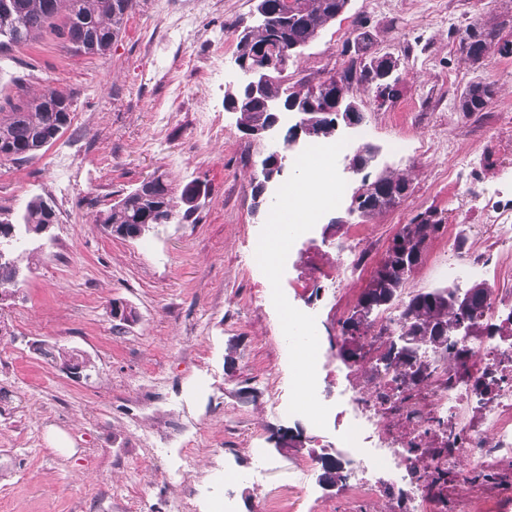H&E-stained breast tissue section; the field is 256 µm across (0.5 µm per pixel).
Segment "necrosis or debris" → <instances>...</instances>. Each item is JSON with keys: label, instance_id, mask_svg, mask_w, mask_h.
I'll list each match as a JSON object with an SVG mask.
<instances>
[{"label": "necrosis or debris", "instance_id": "1", "mask_svg": "<svg viewBox=\"0 0 512 512\" xmlns=\"http://www.w3.org/2000/svg\"><path fill=\"white\" fill-rule=\"evenodd\" d=\"M491 274L486 310L497 335L478 340L470 332L456 348L416 344L411 365L396 370L359 365L354 383L336 393L344 427L333 451L354 500H397L403 512H433L427 486L437 474L467 480L512 459V265L488 267L486 254L462 250L448 258V275ZM454 454L431 452L430 439Z\"/></svg>", "mask_w": 512, "mask_h": 512}]
</instances>
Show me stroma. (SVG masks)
Masks as SVG:
<instances>
[{
  "mask_svg": "<svg viewBox=\"0 0 512 512\" xmlns=\"http://www.w3.org/2000/svg\"><path fill=\"white\" fill-rule=\"evenodd\" d=\"M257 0H138L121 38L101 55L67 51L54 34L0 55V105L48 87L70 95L71 124L28 161H0V214L18 219L31 198L52 202V241L18 295L0 308V512H174L191 493L195 512H259L274 494L301 492L295 512H377L342 487H319L300 469L314 451L307 432L271 408L269 390L289 396V349L271 283L253 260L268 209L254 210L252 179L271 145L247 136L224 95L239 78L236 34L253 24ZM470 23L498 36L480 62L458 47ZM369 33L373 51L400 61L393 102L350 88L364 120L349 133L374 145V171L409 182L397 206L362 218L349 202L298 237L281 280L297 308L316 303L318 336L335 335L355 311L393 238L424 212L443 231L429 241L404 292L449 285V243L489 235L491 208L512 204V0H350L289 63L288 86H317L347 67L345 43ZM219 57L220 68L209 67ZM475 81L495 96L481 112L458 108ZM223 131L205 138L200 113ZM406 144L394 154L393 142ZM456 172H449L447 151ZM173 196L189 182L208 195L188 222L162 224L138 240L106 233L98 219L153 174ZM360 255L337 282L336 247ZM327 292L314 300L307 284ZM133 307L135 322L110 306ZM76 348L94 362L74 382L31 347ZM188 431L173 436L163 422ZM295 437L279 447L282 434ZM266 450L259 462L254 447ZM447 512H512V463L492 478L448 477L437 491Z\"/></svg>",
  "mask_w": 512,
  "mask_h": 512,
  "instance_id": "35a3bbf8",
  "label": "stroma"
}]
</instances>
